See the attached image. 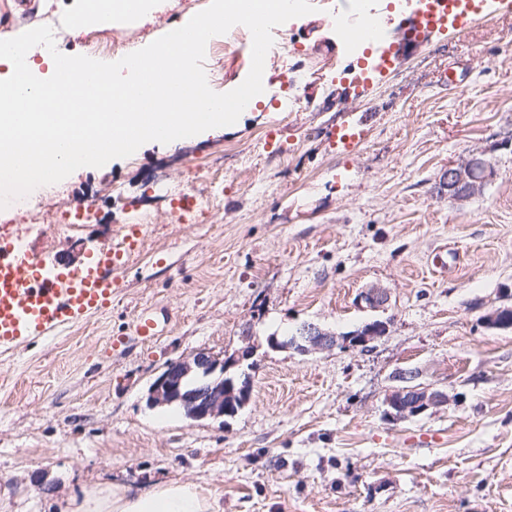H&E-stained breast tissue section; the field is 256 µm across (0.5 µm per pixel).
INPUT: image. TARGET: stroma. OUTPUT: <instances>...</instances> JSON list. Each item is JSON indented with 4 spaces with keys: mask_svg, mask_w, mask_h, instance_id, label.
Segmentation results:
<instances>
[{
    "mask_svg": "<svg viewBox=\"0 0 512 512\" xmlns=\"http://www.w3.org/2000/svg\"><path fill=\"white\" fill-rule=\"evenodd\" d=\"M73 0H0L14 34L69 17ZM137 26L100 30L125 48L166 34L210 0H159ZM465 32L436 31L357 86L341 51L342 0L281 29L294 44L255 108L220 131L149 142L37 188L41 214L98 197L96 220L42 223L48 266H82L142 227L111 305L50 337L0 350V512H54L110 481L200 485L222 512H512V7L485 0ZM223 93L249 73L246 45L207 51ZM359 124L352 149L341 119ZM281 154L285 165L271 163ZM478 155L494 178L470 200L442 195L449 162ZM219 180L208 214L177 220L179 191ZM386 288L373 310L364 289ZM150 313L158 335L132 334ZM381 321L371 347L270 349L305 323L339 334ZM254 345L252 394L235 417L193 421L147 403L154 379L200 350ZM447 405L387 419L394 375Z\"/></svg>",
    "mask_w": 512,
    "mask_h": 512,
    "instance_id": "obj_1",
    "label": "stroma"
}]
</instances>
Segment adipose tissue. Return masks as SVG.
Masks as SVG:
<instances>
[{
    "instance_id": "obj_1",
    "label": "adipose tissue",
    "mask_w": 512,
    "mask_h": 512,
    "mask_svg": "<svg viewBox=\"0 0 512 512\" xmlns=\"http://www.w3.org/2000/svg\"><path fill=\"white\" fill-rule=\"evenodd\" d=\"M152 0H78L80 29L92 31L136 22L152 11ZM59 512H219L217 499L194 483L168 482L138 491L107 482L58 503Z\"/></svg>"
}]
</instances>
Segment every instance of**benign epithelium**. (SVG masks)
<instances>
[{"label":"benign epithelium","instance_id":"benign-epithelium-1","mask_svg":"<svg viewBox=\"0 0 512 512\" xmlns=\"http://www.w3.org/2000/svg\"><path fill=\"white\" fill-rule=\"evenodd\" d=\"M495 175L491 162L484 157L472 155L458 162H451L444 177L442 193L465 202L480 193ZM360 300L370 309L384 307L389 300L386 289L373 286L362 292ZM384 326L368 323L356 334L354 345L366 346L383 335ZM338 344L336 334L327 332L311 323L302 324L288 346L300 353L327 350ZM253 353L251 346H245L235 354L221 357L207 351H199L188 359L170 363L149 387L147 402L151 407L181 404L187 417L192 420L218 419L230 411L234 403L245 405L249 397L235 398L236 388L224 382V374L240 366ZM398 381L402 386L394 390L386 400V414L399 420L418 417L432 408L448 403V395L429 387L414 383L415 374L399 372ZM193 379L197 385L185 390L183 382Z\"/></svg>","mask_w":512,"mask_h":512}]
</instances>
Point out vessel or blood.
<instances>
[{
    "instance_id": "obj_1",
    "label": "vessel or blood",
    "mask_w": 512,
    "mask_h": 512,
    "mask_svg": "<svg viewBox=\"0 0 512 512\" xmlns=\"http://www.w3.org/2000/svg\"><path fill=\"white\" fill-rule=\"evenodd\" d=\"M453 24L465 31V15L449 17L448 0H424L404 18L397 31L395 50L405 51L428 34ZM345 40L359 44L375 38L371 21L344 24ZM141 230L131 226L121 241L100 250L82 269L46 270L24 239L0 240V348H9L35 336H52L57 330L80 323L104 310L112 301L120 260L131 250Z\"/></svg>"
}]
</instances>
